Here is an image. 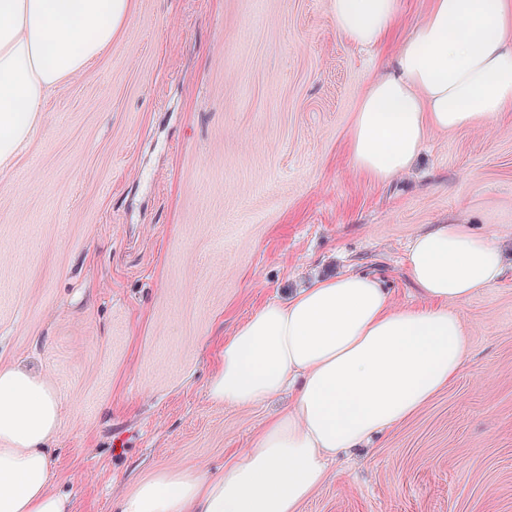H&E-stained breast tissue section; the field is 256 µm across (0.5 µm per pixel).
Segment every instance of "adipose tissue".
I'll return each mask as SVG.
<instances>
[{
	"instance_id": "obj_1",
	"label": "adipose tissue",
	"mask_w": 512,
	"mask_h": 512,
	"mask_svg": "<svg viewBox=\"0 0 512 512\" xmlns=\"http://www.w3.org/2000/svg\"><path fill=\"white\" fill-rule=\"evenodd\" d=\"M134 9L135 0H0V173L29 143L48 91L109 49ZM397 10V0H331L338 33L365 47L383 43ZM510 108L512 0H431L359 99L353 165L391 179L431 133L485 129ZM405 264L421 305H398L382 277L353 270L237 326L210 398L241 407L288 392V407L222 473L160 470L121 495L116 512H299L342 451L447 389L467 346L458 305L500 284L512 262L451 219L418 231ZM60 408L45 376L0 367V512H70L68 496L49 486Z\"/></svg>"
}]
</instances>
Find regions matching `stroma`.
I'll return each mask as SVG.
<instances>
[{
    "label": "stroma",
    "instance_id": "1",
    "mask_svg": "<svg viewBox=\"0 0 512 512\" xmlns=\"http://www.w3.org/2000/svg\"><path fill=\"white\" fill-rule=\"evenodd\" d=\"M430 4L399 0L362 50L330 0H135L111 49L48 94L0 174V366L60 396L51 487L72 512L251 447L287 396L235 407L208 383L266 303L354 268L416 303L408 245L451 217L512 252V110L431 134L389 181L352 165L358 99ZM459 312L455 382L300 512H512V278Z\"/></svg>",
    "mask_w": 512,
    "mask_h": 512
}]
</instances>
